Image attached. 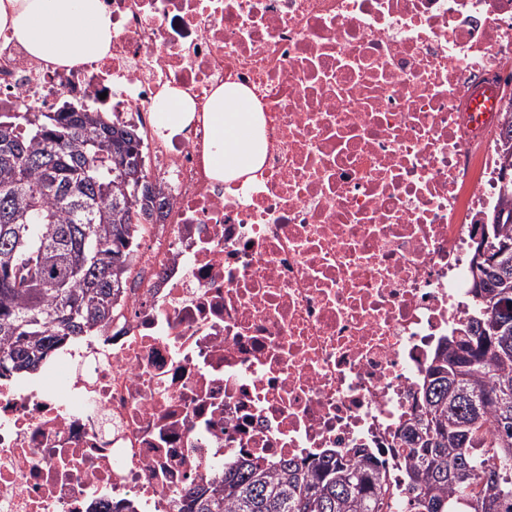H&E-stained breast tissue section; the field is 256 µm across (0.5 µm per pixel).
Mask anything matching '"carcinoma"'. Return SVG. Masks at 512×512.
I'll list each match as a JSON object with an SVG mask.
<instances>
[{
  "label": "carcinoma",
  "mask_w": 512,
  "mask_h": 512,
  "mask_svg": "<svg viewBox=\"0 0 512 512\" xmlns=\"http://www.w3.org/2000/svg\"><path fill=\"white\" fill-rule=\"evenodd\" d=\"M483 237L512 245V181ZM159 194L141 136L93 104L0 115V370L28 373L112 315L138 225ZM471 285L397 431L395 467L368 448L198 484L182 512H512V257ZM500 296L490 307L487 294Z\"/></svg>",
  "instance_id": "cac0c4a2"
}]
</instances>
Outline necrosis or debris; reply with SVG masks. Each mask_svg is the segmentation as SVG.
Returning a JSON list of instances; mask_svg holds the SVG:
<instances>
[{
    "label": "necrosis or debris",
    "mask_w": 512,
    "mask_h": 512,
    "mask_svg": "<svg viewBox=\"0 0 512 512\" xmlns=\"http://www.w3.org/2000/svg\"><path fill=\"white\" fill-rule=\"evenodd\" d=\"M102 2L98 61L50 65L0 34V112L92 101L136 124L160 206L111 318L35 377L0 376V512H180L245 455L391 457L499 205L512 0ZM227 83L264 113L249 184L208 174ZM168 88L195 118L164 139Z\"/></svg>",
    "instance_id": "4bbe7bcc"
}]
</instances>
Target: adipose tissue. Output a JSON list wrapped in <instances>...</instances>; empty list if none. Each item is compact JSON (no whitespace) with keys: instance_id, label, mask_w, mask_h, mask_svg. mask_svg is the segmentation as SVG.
Listing matches in <instances>:
<instances>
[{"instance_id":"1","label":"adipose tissue","mask_w":512,"mask_h":512,"mask_svg":"<svg viewBox=\"0 0 512 512\" xmlns=\"http://www.w3.org/2000/svg\"><path fill=\"white\" fill-rule=\"evenodd\" d=\"M5 31L36 59L74 67L108 54L112 17L100 0H0V33ZM208 112L211 177L231 183L261 169L264 115L250 91L220 86L210 96ZM194 115L192 100L169 89L155 127L166 138L188 127Z\"/></svg>"}]
</instances>
